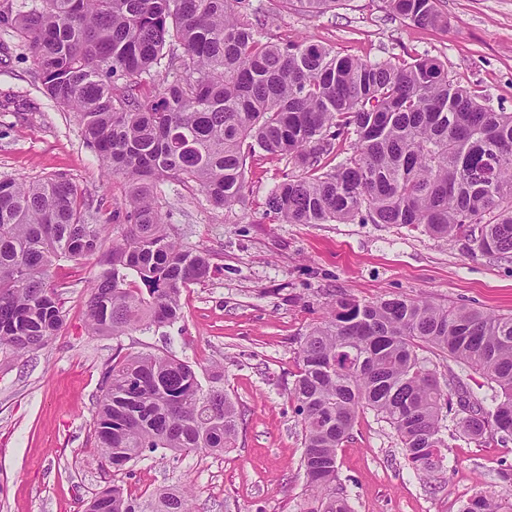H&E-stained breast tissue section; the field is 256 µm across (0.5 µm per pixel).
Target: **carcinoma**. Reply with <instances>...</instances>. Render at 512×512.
<instances>
[{
  "label": "carcinoma",
  "instance_id": "1",
  "mask_svg": "<svg viewBox=\"0 0 512 512\" xmlns=\"http://www.w3.org/2000/svg\"><path fill=\"white\" fill-rule=\"evenodd\" d=\"M311 16L339 0L290 2ZM416 26L445 24L436 0H385ZM246 0H0V25L29 50L44 94L73 113L106 171L127 185V224L95 274L85 304L95 336L162 332L181 297L211 274L210 254L183 245L157 203V183L195 185L215 208L244 203L250 157L286 159L266 206L287 224H396L434 238L467 235L472 250L512 254V112L448 77L435 58L364 60L270 33L244 18ZM157 81L140 94L144 78ZM125 81L118 88L114 79ZM343 156L335 165L331 158ZM104 199L62 177L0 180V348L23 356L61 329L54 261L104 246ZM481 372L491 394L463 388L422 351ZM289 398L301 416L299 512H354L338 450L369 410L395 431L413 472L445 466L460 434H512V315L428 300L362 302L341 294L299 337ZM452 419L455 431L445 421ZM240 411L222 375L203 384L173 354L135 352L103 374L93 425L99 460L122 469L145 452L176 457L236 447ZM84 512H191L186 492L146 497L121 487ZM460 512H504L481 489Z\"/></svg>",
  "mask_w": 512,
  "mask_h": 512
}]
</instances>
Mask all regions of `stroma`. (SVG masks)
I'll list each match as a JSON object with an SVG mask.
<instances>
[{"instance_id":"1","label":"stroma","mask_w":512,"mask_h":512,"mask_svg":"<svg viewBox=\"0 0 512 512\" xmlns=\"http://www.w3.org/2000/svg\"><path fill=\"white\" fill-rule=\"evenodd\" d=\"M446 24L422 28L391 14L384 0H340L314 18L276 0H250L275 35L307 38L370 61L426 54L451 78L478 88L489 106L512 110V0H437ZM37 67L0 31V180L61 176L79 195L116 210L122 178L103 177L73 113L43 93ZM243 205L217 209L194 186L161 184L157 195L185 245L209 250L213 271L183 296L171 340L135 332L90 335L86 287L98 257L58 260L66 317L42 349L17 358L0 350V512H83L118 485L133 494L190 487L195 512H297L304 486L302 433L287 387L298 369V338L346 293L374 301L424 297L441 306L512 314V258L472 253L467 240L436 239L395 224H286L266 198L289 165L248 160ZM172 351L198 371L219 366L241 412L236 448L222 454L162 452L122 470L101 467L93 416L116 350ZM442 471L422 481L394 430L361 414L338 453L354 512H459L480 485L512 491V435L478 443L460 436Z\"/></svg>"}]
</instances>
